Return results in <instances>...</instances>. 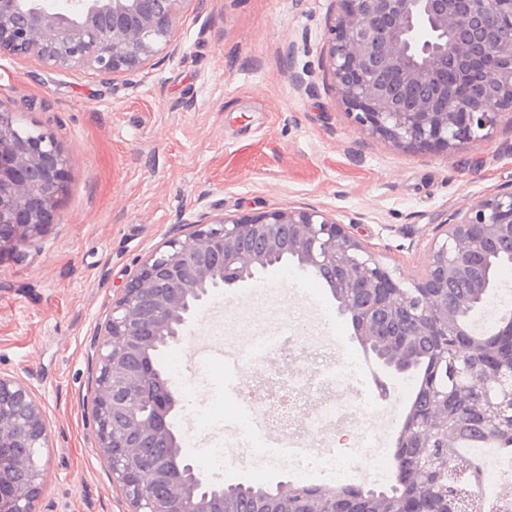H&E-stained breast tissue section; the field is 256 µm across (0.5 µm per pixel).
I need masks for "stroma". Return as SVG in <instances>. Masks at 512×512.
Segmentation results:
<instances>
[{"label":"stroma","instance_id":"35a3bbf8","mask_svg":"<svg viewBox=\"0 0 512 512\" xmlns=\"http://www.w3.org/2000/svg\"><path fill=\"white\" fill-rule=\"evenodd\" d=\"M334 0H188L176 22L178 54L112 83L93 70H53L0 50V106L52 136L67 157L66 188L42 233L0 251V373L20 377L48 426L40 512H130L101 458L91 416L93 343L119 288L173 235L212 216L309 207L334 214L404 282L419 279L452 214L512 186V113L490 140L455 153L417 152L361 133L336 102L326 25ZM302 75L303 88L292 83ZM308 326L278 365L301 373L367 353L326 283L285 261L253 280L209 292L159 369L179 365L173 424L189 462L215 484L298 483L288 466L255 472L209 465L212 431L234 434L248 371L223 372V351L251 334ZM381 377L388 391L373 383ZM366 373L361 404L325 449L351 448L359 429L394 447L416 381ZM364 462L344 478L311 467L307 484L387 485Z\"/></svg>","mask_w":512,"mask_h":512}]
</instances>
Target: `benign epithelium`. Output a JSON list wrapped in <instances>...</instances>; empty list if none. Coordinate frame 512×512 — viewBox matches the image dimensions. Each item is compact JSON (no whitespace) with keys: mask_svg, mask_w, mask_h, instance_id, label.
<instances>
[{"mask_svg":"<svg viewBox=\"0 0 512 512\" xmlns=\"http://www.w3.org/2000/svg\"><path fill=\"white\" fill-rule=\"evenodd\" d=\"M188 0H68L50 12L41 0H0V49L55 69L89 68L106 81L135 73L177 52L176 21ZM326 27L335 96L358 128L414 151L448 155L488 140L497 117L512 111V0H335ZM455 70L469 96L441 76ZM416 88L400 97L384 75ZM66 158L46 135L21 134L16 113L0 108V249L33 237L48 224L65 190ZM292 229L288 243L282 229ZM434 245L420 279L406 286L371 248L331 215L311 208L270 209L251 216L220 214L168 238L129 276L95 338L92 417L98 450L131 512H224V494L205 482L182 453L171 424L177 403L155 368L159 346L182 339L208 288L251 280L286 251L319 275L333 271L341 313L355 335L396 374L410 373L408 355L421 338L432 344L430 375L463 379L483 405L485 439L512 431L508 381L483 362L470 316L512 264V188L458 211ZM485 257L470 278L474 258ZM468 281V296L448 288ZM396 325L388 355L377 337ZM467 336L448 359V336ZM458 429L448 401L413 405L402 448H446ZM47 425L27 385L0 374V512H37L44 477ZM310 512H336V490L313 495Z\"/></svg>","mask_w":512,"mask_h":512,"instance_id":"benign-epithelium-1","label":"benign epithelium"}]
</instances>
